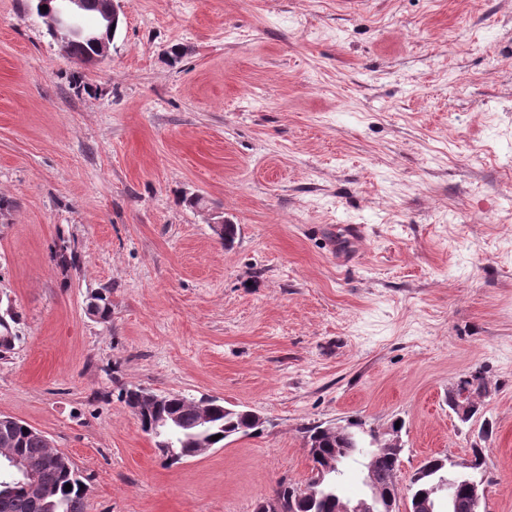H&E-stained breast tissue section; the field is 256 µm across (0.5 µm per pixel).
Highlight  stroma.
I'll list each match as a JSON object with an SVG mask.
<instances>
[{
	"label": "stroma",
	"mask_w": 512,
	"mask_h": 512,
	"mask_svg": "<svg viewBox=\"0 0 512 512\" xmlns=\"http://www.w3.org/2000/svg\"><path fill=\"white\" fill-rule=\"evenodd\" d=\"M121 5L88 64L0 0V414L71 458L87 512H255L309 478L305 425L352 417L404 421L399 507L479 446L512 512V0ZM130 387L268 423L170 467ZM459 381L457 393L465 392L467 394L466 399L471 404V409L466 402H462L463 399L460 397L457 399V403L454 404V411L459 420L466 423L470 420L471 410L473 412L471 419L478 413L477 400H480L487 393V383L483 374L479 371L470 374V379H460ZM448 458L431 457L427 459L410 480L409 502L410 508L412 499L430 495L434 497V487L439 483L440 479L448 478Z\"/></svg>",
	"instance_id": "stroma-1"
}]
</instances>
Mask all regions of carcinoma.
Returning a JSON list of instances; mask_svg holds the SVG:
<instances>
[{
    "label": "carcinoma",
    "mask_w": 512,
    "mask_h": 512,
    "mask_svg": "<svg viewBox=\"0 0 512 512\" xmlns=\"http://www.w3.org/2000/svg\"><path fill=\"white\" fill-rule=\"evenodd\" d=\"M458 392L466 393L472 412L478 413L477 400L487 393L483 374L476 371L470 374V378L460 380ZM202 419L206 422L209 436L221 435V438L212 441L214 447L242 433V429L249 425V416L245 410L228 413L224 411V405L214 399L206 405H199L194 399L178 393L168 394L165 403L142 415L140 424L146 432L151 424L166 421L170 431L153 437L155 447L163 450V443L169 440L171 447L187 458ZM322 428L321 424L304 428L306 444L309 445L308 455L314 464L321 458L336 456V449L344 446L341 438L322 431ZM4 432L13 438L18 454L40 462L35 478L40 495H35L24 486H15L6 491L0 485V512H86L87 487L69 457L59 456L58 450L51 446L41 431L18 418L13 419L12 426L4 429ZM472 457L469 471L453 474L457 496L460 498L467 496L472 485L484 482L478 476L485 465L484 449H472ZM367 469L374 472L379 484L394 486L396 470L390 460L372 457ZM448 474V459H427L410 480V498L433 495L434 487ZM68 483L71 484L69 491L65 490ZM335 495L336 486L330 479L317 484L312 477L300 486L282 482L274 492L278 498L291 497L294 512H334Z\"/></svg>",
    "instance_id": "carcinoma-1"
}]
</instances>
